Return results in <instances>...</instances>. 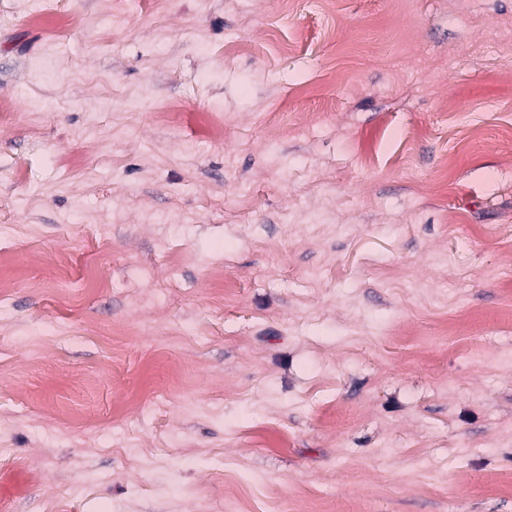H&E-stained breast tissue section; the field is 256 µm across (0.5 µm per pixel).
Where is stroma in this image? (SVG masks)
<instances>
[{
    "label": "stroma",
    "mask_w": 512,
    "mask_h": 512,
    "mask_svg": "<svg viewBox=\"0 0 512 512\" xmlns=\"http://www.w3.org/2000/svg\"><path fill=\"white\" fill-rule=\"evenodd\" d=\"M317 4L0 0V512H512V0Z\"/></svg>",
    "instance_id": "stroma-1"
}]
</instances>
